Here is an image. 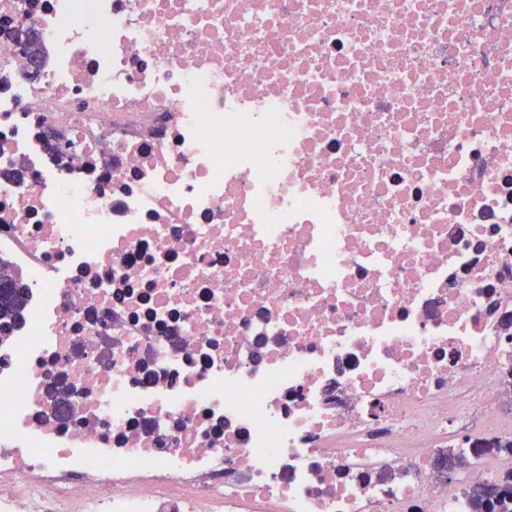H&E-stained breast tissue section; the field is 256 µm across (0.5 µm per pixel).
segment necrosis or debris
<instances>
[{
  "label": "necrosis or debris",
  "mask_w": 512,
  "mask_h": 512,
  "mask_svg": "<svg viewBox=\"0 0 512 512\" xmlns=\"http://www.w3.org/2000/svg\"><path fill=\"white\" fill-rule=\"evenodd\" d=\"M1 66L0 512H468L512 0H0ZM9 275L10 274L8 270L4 269L3 267L0 268V288L2 292L6 289L12 288ZM14 277L18 284L22 287V293H20L19 289L17 288H12L10 291L4 292L3 295L0 291V311L3 309L6 314L13 313L16 319L19 321L22 318L28 288L22 281H20L15 273ZM439 456L448 458H441L439 462V467L441 468L440 471L448 479V482H451L454 479L457 469L455 459L449 457H455L458 460L460 469L467 470L473 465L471 459L472 455H468L464 451L457 450L456 448H448L445 452L440 453Z\"/></svg>",
  "instance_id": "1"
}]
</instances>
